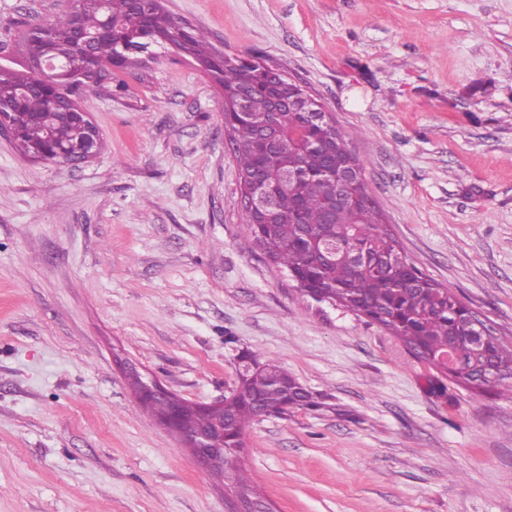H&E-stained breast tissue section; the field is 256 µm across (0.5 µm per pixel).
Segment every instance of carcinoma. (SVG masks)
<instances>
[{"instance_id": "cac0c4a2", "label": "carcinoma", "mask_w": 512, "mask_h": 512, "mask_svg": "<svg viewBox=\"0 0 512 512\" xmlns=\"http://www.w3.org/2000/svg\"><path fill=\"white\" fill-rule=\"evenodd\" d=\"M147 18L159 47L181 52L204 66L205 72L216 74L224 91V115L230 116L234 111L231 92L250 75L237 66L224 65V54L213 48L203 31L175 18L160 0H105L103 5L100 0H77L47 20L42 31H24V52L31 61L49 56L56 63H65L83 52L79 35H90L91 60L103 67L108 80L87 78L73 83L57 70L18 73L0 67V110L7 113L13 143L22 155L32 159L39 149L51 153L60 146L75 158L83 153L87 127L59 121L60 102L74 96L87 98L105 87L123 89L113 69L124 70L150 51V41L141 37ZM246 109L251 119L231 124L230 144L241 177L256 174L255 119L267 112L268 99L256 92L247 99ZM312 134L332 139L336 156L363 171L364 162L341 128L330 125ZM280 156L281 168L301 179L298 191L284 190L278 195L276 223L254 229L257 245L270 260L288 274L303 277L325 301L384 328L442 376H448V371L435 357L450 349L460 368L458 382L477 393L502 386L512 398V345L496 336L483 320L475 327L472 309L422 272L398 241L380 228L379 213L363 203L369 195L365 180L353 188L339 223L326 224L324 207L332 193L327 173L332 158L293 137L283 142ZM328 249L336 251L335 259L323 257ZM475 334L488 340L477 344L470 340ZM246 358L256 369L242 378L238 392L224 398V474L232 478L237 490L263 508L265 502L239 466L246 428L256 418L297 409L316 410L320 403L304 396L300 384L276 360L261 362L250 354Z\"/></svg>"}]
</instances>
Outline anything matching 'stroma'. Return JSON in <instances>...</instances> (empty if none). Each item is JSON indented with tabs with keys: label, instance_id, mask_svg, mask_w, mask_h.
Masks as SVG:
<instances>
[{
	"label": "stroma",
	"instance_id": "35a3bbf8",
	"mask_svg": "<svg viewBox=\"0 0 512 512\" xmlns=\"http://www.w3.org/2000/svg\"><path fill=\"white\" fill-rule=\"evenodd\" d=\"M284 70L352 136L382 225L512 341V0H163ZM67 0H0V65ZM82 100L79 166L0 137V512H231L141 406L122 356L186 401L276 359L321 402L259 418L242 467L271 512H512V399L477 396L318 302L256 246L221 87L155 48Z\"/></svg>",
	"mask_w": 512,
	"mask_h": 512
}]
</instances>
